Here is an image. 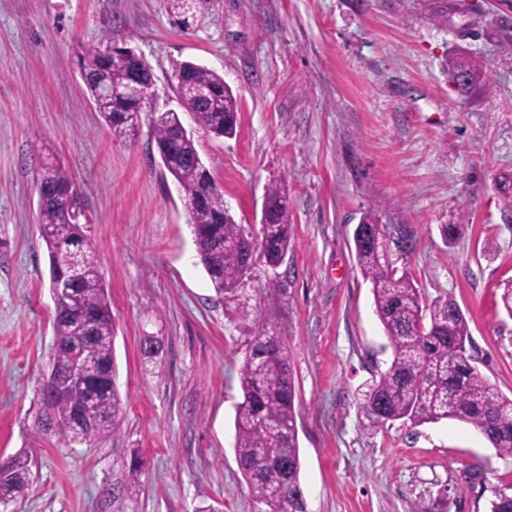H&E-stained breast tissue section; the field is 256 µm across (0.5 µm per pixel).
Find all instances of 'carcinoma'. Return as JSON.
Wrapping results in <instances>:
<instances>
[{
    "mask_svg": "<svg viewBox=\"0 0 512 512\" xmlns=\"http://www.w3.org/2000/svg\"><path fill=\"white\" fill-rule=\"evenodd\" d=\"M174 23L190 30L202 16L201 0H167ZM90 99L101 112L107 133L135 135L141 112L138 99L120 93L135 77L153 84L150 67L126 50L91 48L79 56ZM174 91L196 125L215 137H232L238 127V103L224 76L193 62L178 64ZM151 126L164 169L183 193L200 262L220 294L234 295L248 273L249 256L278 267L290 243L288 199L271 185L264 198L267 221L252 236L225 209L224 194L203 163L194 137L181 132L180 113H151ZM38 191L39 230L50 267V287L67 270H78L69 288L77 305L54 306L55 376L80 359L86 366L87 395L68 387L41 390L38 430L60 440L93 443L116 433L121 398L114 363L112 308L96 259L93 240L78 221L66 222L65 207L77 186L57 163L41 167ZM363 277L372 284L375 313L392 347L393 359L364 393L363 408L371 423L413 424L455 419L478 430L500 457L512 458V398L495 389L468 353L471 334L466 314L448 300L427 309L420 289L406 270L400 272L388 250V228L365 216L353 237ZM252 338L240 370L242 401L235 414L234 449L257 512H305L300 481L301 457L295 417L296 391L284 343L276 328L258 311L251 320ZM0 466V503L23 501L32 491L35 458L20 453ZM145 463L135 453L104 486L100 512H136L139 476Z\"/></svg>",
    "mask_w": 512,
    "mask_h": 512,
    "instance_id": "carcinoma-1",
    "label": "carcinoma"
}]
</instances>
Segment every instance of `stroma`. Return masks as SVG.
I'll return each mask as SVG.
<instances>
[{
	"mask_svg": "<svg viewBox=\"0 0 512 512\" xmlns=\"http://www.w3.org/2000/svg\"><path fill=\"white\" fill-rule=\"evenodd\" d=\"M442 2L212 0L184 31L164 0H0V456L38 458L30 495L0 512H98L122 448L146 463L137 512H257L234 451L256 308L293 372L307 512H490L495 492L512 493V458L471 425L374 426L362 409L393 357L355 256L367 213L425 307L459 304L478 369L512 397V0L445 19ZM111 28L150 65L156 111L178 106V63L223 74L236 135L185 127L237 223L259 224L270 184L287 194L284 260L256 262L236 297L199 260L149 119L112 138L85 92L78 55ZM456 51L488 75L485 96L457 92ZM52 161L83 196L115 323L123 418L91 445L37 432L54 306L36 177ZM444 224L461 227L454 245ZM146 336L162 344L151 361Z\"/></svg>",
	"mask_w": 512,
	"mask_h": 512,
	"instance_id": "stroma-1",
	"label": "stroma"
}]
</instances>
